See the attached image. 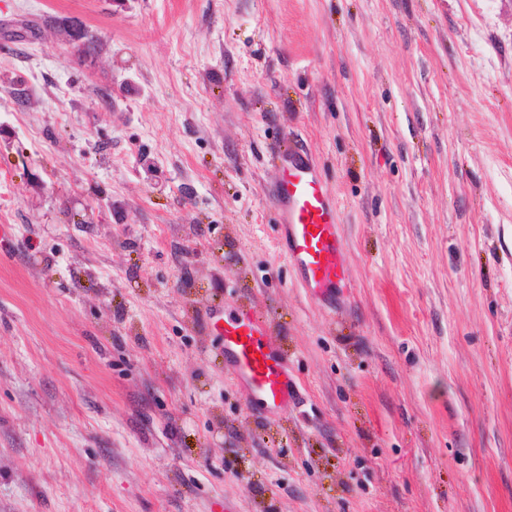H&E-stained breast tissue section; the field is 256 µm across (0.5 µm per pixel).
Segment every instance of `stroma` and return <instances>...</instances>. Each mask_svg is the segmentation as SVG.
Returning a JSON list of instances; mask_svg holds the SVG:
<instances>
[{
    "label": "stroma",
    "mask_w": 512,
    "mask_h": 512,
    "mask_svg": "<svg viewBox=\"0 0 512 512\" xmlns=\"http://www.w3.org/2000/svg\"><path fill=\"white\" fill-rule=\"evenodd\" d=\"M246 310L287 412L217 356ZM0 512H512V0H0ZM273 197L278 247L299 285L319 303L336 302L346 280L342 226L336 200L306 151L286 146Z\"/></svg>",
    "instance_id": "35a3bbf8"
}]
</instances>
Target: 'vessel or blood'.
I'll use <instances>...</instances> for the list:
<instances>
[{
    "instance_id": "obj_1",
    "label": "vessel or blood",
    "mask_w": 512,
    "mask_h": 512,
    "mask_svg": "<svg viewBox=\"0 0 512 512\" xmlns=\"http://www.w3.org/2000/svg\"><path fill=\"white\" fill-rule=\"evenodd\" d=\"M273 197L278 247L299 285L317 302H335L346 280L342 226L336 200L306 151L285 148ZM267 336L266 321L251 311L217 330L224 366L245 385L251 409L284 412L295 399L297 384L286 356Z\"/></svg>"
}]
</instances>
